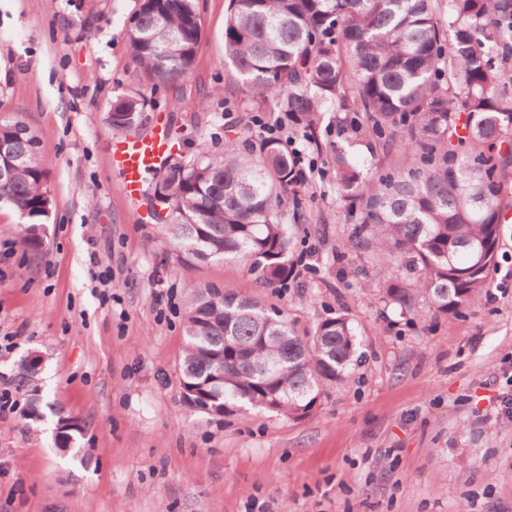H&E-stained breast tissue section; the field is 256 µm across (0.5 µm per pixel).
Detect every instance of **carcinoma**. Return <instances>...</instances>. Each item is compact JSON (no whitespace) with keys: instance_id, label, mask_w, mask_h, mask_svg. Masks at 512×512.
Here are the masks:
<instances>
[{"instance_id":"cac0c4a2","label":"carcinoma","mask_w":512,"mask_h":512,"mask_svg":"<svg viewBox=\"0 0 512 512\" xmlns=\"http://www.w3.org/2000/svg\"><path fill=\"white\" fill-rule=\"evenodd\" d=\"M229 0L224 55L246 100L273 120L305 130L314 146L325 116L372 135L361 161L349 141L336 147V193L358 215L359 248H375L385 269L370 284L407 310L422 297L451 318L489 285L505 198L499 150L512 125V0ZM201 38L196 0H140L126 30L132 59L153 84L191 75ZM147 101L112 103V129L138 126ZM402 134L417 157L383 173L375 157L385 133ZM17 162L0 202L29 219L22 242L37 251L49 201L39 138L22 121L0 124ZM166 225L188 260L240 262L268 283L288 278L294 230L283 223L295 193V156L257 136L224 152L171 165ZM415 274L407 283L405 271ZM181 387L209 413L261 407L304 417L341 382L357 351L343 315L302 336L281 310L218 288L195 289L185 315Z\"/></svg>"}]
</instances>
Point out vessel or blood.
<instances>
[{
  "instance_id": "obj_1",
  "label": "vessel or blood",
  "mask_w": 512,
  "mask_h": 512,
  "mask_svg": "<svg viewBox=\"0 0 512 512\" xmlns=\"http://www.w3.org/2000/svg\"><path fill=\"white\" fill-rule=\"evenodd\" d=\"M171 139L157 126L146 134H131L117 140L112 148L111 166L119 176L121 190L129 207H136L143 194L144 178L163 168L172 154Z\"/></svg>"
}]
</instances>
